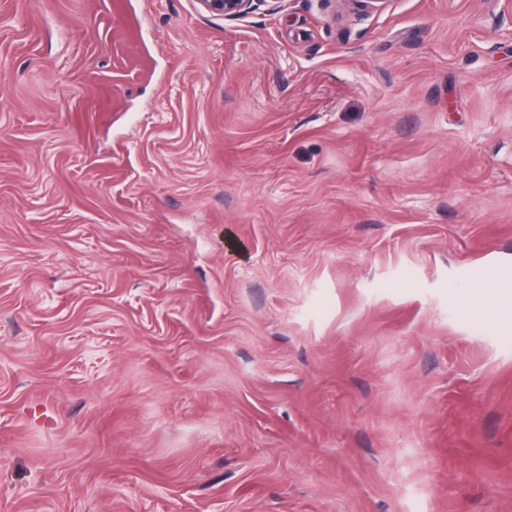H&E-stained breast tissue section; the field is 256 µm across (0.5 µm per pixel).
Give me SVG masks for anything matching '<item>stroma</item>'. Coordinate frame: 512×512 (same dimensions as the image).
<instances>
[{
    "label": "stroma",
    "mask_w": 512,
    "mask_h": 512,
    "mask_svg": "<svg viewBox=\"0 0 512 512\" xmlns=\"http://www.w3.org/2000/svg\"><path fill=\"white\" fill-rule=\"evenodd\" d=\"M500 0H0V512H512ZM268 2L278 4L283 0H198L200 7L214 15L234 18L248 13L249 10ZM469 278L485 288H493V292L498 296L511 299L512 268L510 265H498L475 270L470 273Z\"/></svg>",
    "instance_id": "1"
}]
</instances>
